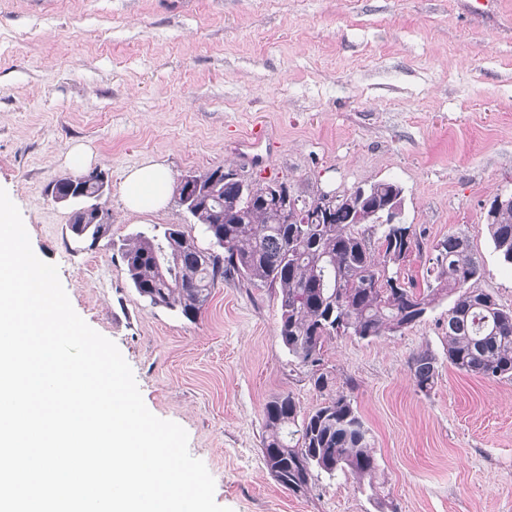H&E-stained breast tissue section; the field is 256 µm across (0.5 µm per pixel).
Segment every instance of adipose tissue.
Returning a JSON list of instances; mask_svg holds the SVG:
<instances>
[{
    "mask_svg": "<svg viewBox=\"0 0 512 512\" xmlns=\"http://www.w3.org/2000/svg\"><path fill=\"white\" fill-rule=\"evenodd\" d=\"M169 171L158 163H145L133 168L124 181V200L130 214L158 211L172 193Z\"/></svg>",
    "mask_w": 512,
    "mask_h": 512,
    "instance_id": "ef3b65f1",
    "label": "adipose tissue"
}]
</instances>
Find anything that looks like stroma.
<instances>
[{
  "mask_svg": "<svg viewBox=\"0 0 512 512\" xmlns=\"http://www.w3.org/2000/svg\"><path fill=\"white\" fill-rule=\"evenodd\" d=\"M106 173L110 236L71 235L50 183L74 146ZM172 178L222 166L309 199L378 180L404 190L422 283L434 245L467 238L478 288L512 309L486 209L512 193V0H0V188L32 249L56 264L76 313L130 365L147 408L188 433L190 454L231 512H512V379L448 363L449 302L416 324L327 343L322 367L351 396L381 465L376 491L319 475L281 487L262 459L264 410L280 393L308 412L326 399L278 336L280 292L218 281L195 320L128 283L122 245L182 225L176 198L128 214L125 173ZM437 358L430 394L410 361Z\"/></svg>",
  "mask_w": 512,
  "mask_h": 512,
  "instance_id": "1",
  "label": "stroma"
}]
</instances>
